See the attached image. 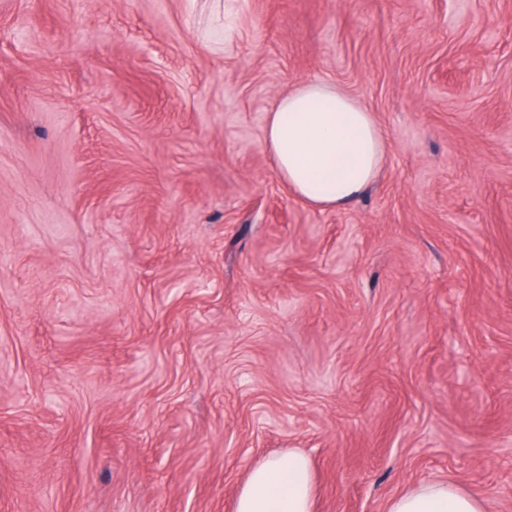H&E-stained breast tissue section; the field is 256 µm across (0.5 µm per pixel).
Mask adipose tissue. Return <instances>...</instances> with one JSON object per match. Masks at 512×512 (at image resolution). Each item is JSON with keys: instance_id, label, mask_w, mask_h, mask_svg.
<instances>
[{"instance_id": "adipose-tissue-1", "label": "adipose tissue", "mask_w": 512, "mask_h": 512, "mask_svg": "<svg viewBox=\"0 0 512 512\" xmlns=\"http://www.w3.org/2000/svg\"><path fill=\"white\" fill-rule=\"evenodd\" d=\"M264 145L282 182L309 206L332 210L363 194L382 170L387 142L360 102L318 78L280 96L266 116ZM314 484L300 451L252 467L235 512H313ZM387 512H485L483 502L451 481L420 483L390 499Z\"/></svg>"}]
</instances>
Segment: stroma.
<instances>
[{
	"instance_id": "35a3bbf8",
	"label": "stroma",
	"mask_w": 512,
	"mask_h": 512,
	"mask_svg": "<svg viewBox=\"0 0 512 512\" xmlns=\"http://www.w3.org/2000/svg\"><path fill=\"white\" fill-rule=\"evenodd\" d=\"M315 77L388 143L336 210L263 145ZM291 450L315 512H512V0H0V512H234ZM387 512H485V507L460 485L433 480L394 496Z\"/></svg>"
}]
</instances>
